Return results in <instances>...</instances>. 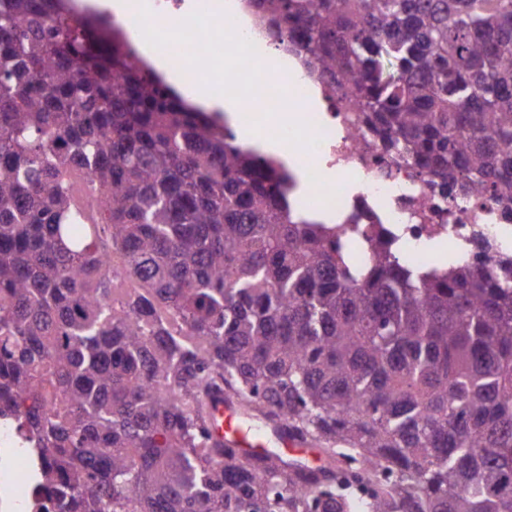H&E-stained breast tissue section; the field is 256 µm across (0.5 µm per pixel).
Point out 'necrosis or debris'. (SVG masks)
I'll use <instances>...</instances> for the list:
<instances>
[{"mask_svg": "<svg viewBox=\"0 0 512 512\" xmlns=\"http://www.w3.org/2000/svg\"><path fill=\"white\" fill-rule=\"evenodd\" d=\"M158 19H177L183 37L194 42L192 60L178 46L150 39L153 50L168 56L193 76L207 73L220 53L209 19L217 0H149ZM249 57L275 54L273 68L260 69L257 87L243 99L237 126L256 125L258 102L275 111L265 128L294 146L297 153L295 206L338 218L336 241L353 263L366 261L378 239L389 240L399 261L433 267L438 253L457 263L481 262L494 268L498 256H512V204L488 198L448 203L434 178L414 163L385 153L380 141L345 109V82L310 77L297 55L249 7L228 15ZM17 426L0 422V512H45L41 483L20 451Z\"/></svg>", "mask_w": 512, "mask_h": 512, "instance_id": "4bbe7bcc", "label": "necrosis or debris"}]
</instances>
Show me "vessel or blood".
<instances>
[{"label": "vessel or blood", "instance_id": "1", "mask_svg": "<svg viewBox=\"0 0 512 512\" xmlns=\"http://www.w3.org/2000/svg\"><path fill=\"white\" fill-rule=\"evenodd\" d=\"M206 421L216 439L228 438L244 451L260 453L267 450L269 444H277L279 448L300 457H310L311 451L305 444L289 438L281 430L268 428L266 432H258L244 420V413L234 403L221 399L209 401L206 410Z\"/></svg>", "mask_w": 512, "mask_h": 512}]
</instances>
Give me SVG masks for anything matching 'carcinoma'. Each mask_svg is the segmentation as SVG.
<instances>
[{
    "label": "carcinoma",
    "instance_id": "cac0c4a2",
    "mask_svg": "<svg viewBox=\"0 0 512 512\" xmlns=\"http://www.w3.org/2000/svg\"><path fill=\"white\" fill-rule=\"evenodd\" d=\"M253 2L387 152L512 203V0ZM291 182L120 29L0 0V417L59 512H512V266H354ZM219 394L324 464L213 439ZM139 49L142 52V54L144 56H146L147 59L150 61V63L155 67L156 66V58L153 57L151 54L147 53L146 51H144L142 48L139 47ZM156 67H155V69L158 70L160 73H162L172 85H174L176 88H178L188 98L189 101H191L194 104L199 105V103H198V100H199V102L208 105V101H207L208 87H207V83L205 81L199 82V85L197 88V92H198V100H197L195 95L191 91L192 83L190 81H188V83H189L188 89L190 91H186L185 85L183 84L182 76L179 73V70L171 68L166 61L164 63V67L162 69H160L158 67L156 68ZM178 75L181 76L180 79L178 78ZM199 106H201V105H199Z\"/></svg>",
    "mask_w": 512,
    "mask_h": 512
}]
</instances>
